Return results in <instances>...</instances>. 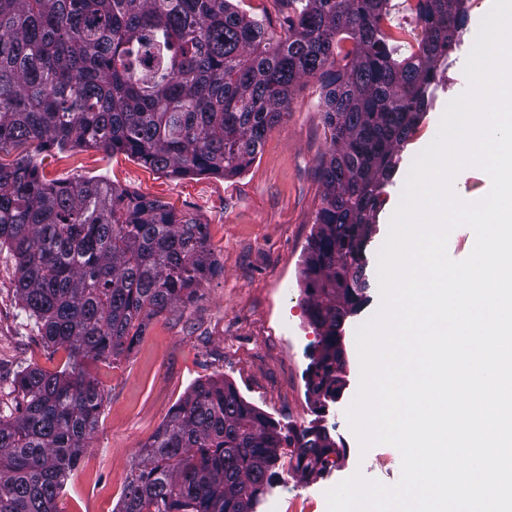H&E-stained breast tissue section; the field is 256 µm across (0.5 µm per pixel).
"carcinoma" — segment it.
Listing matches in <instances>:
<instances>
[{
  "label": "carcinoma",
  "instance_id": "1",
  "mask_svg": "<svg viewBox=\"0 0 512 512\" xmlns=\"http://www.w3.org/2000/svg\"><path fill=\"white\" fill-rule=\"evenodd\" d=\"M283 34L232 0H0V249L18 301L61 371L26 368L18 415L0 416V512H59L103 394L85 362L130 351L151 319L219 274L208 227L106 178L44 179L26 152L124 153L173 176L242 173L322 80L329 146L307 241L304 302L320 330L307 392L344 384L341 328L369 288L365 250L398 153L456 47L468 0H286ZM351 47L345 48L344 43ZM281 433L224 379L196 383L143 445L118 512H255ZM310 476L340 455L326 427L288 432Z\"/></svg>",
  "mask_w": 512,
  "mask_h": 512
}]
</instances>
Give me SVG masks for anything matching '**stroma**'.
Returning a JSON list of instances; mask_svg holds the SVG:
<instances>
[{
    "instance_id": "obj_1",
    "label": "stroma",
    "mask_w": 512,
    "mask_h": 512,
    "mask_svg": "<svg viewBox=\"0 0 512 512\" xmlns=\"http://www.w3.org/2000/svg\"><path fill=\"white\" fill-rule=\"evenodd\" d=\"M487 10L488 0H470L461 44L442 67L432 106L405 145L379 210L366 252L368 301L345 324L347 384L324 416L344 452L324 475L308 477L297 469L292 448H279L271 479L277 512H327V491L356 474L389 486L400 478L398 449H362L346 416L361 380L355 332L380 305L377 252L415 156L427 146L448 103L468 86L463 67ZM321 92L316 78L298 88L287 117L267 135L246 170L233 177H175L125 154L94 149L39 153L46 180L103 175L207 225L222 267L193 301L152 319L129 353L106 363L87 362L104 398L98 427L58 499L60 512H115L142 446L197 381L225 378L284 430L315 419L304 373L318 348V333L304 306L301 270L323 190L319 161L329 142L320 116ZM65 360V352L48 347L20 308L13 264L1 253L0 414L15 411L18 370L56 372Z\"/></svg>"
}]
</instances>
